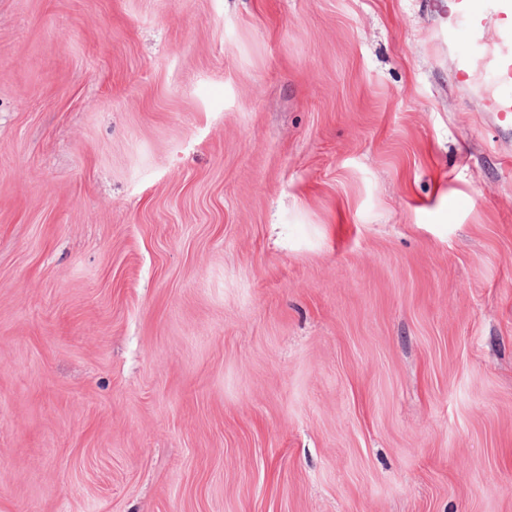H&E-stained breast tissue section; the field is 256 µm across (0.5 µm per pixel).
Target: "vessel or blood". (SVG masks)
Masks as SVG:
<instances>
[{
	"label": "vessel or blood",
	"mask_w": 512,
	"mask_h": 512,
	"mask_svg": "<svg viewBox=\"0 0 512 512\" xmlns=\"http://www.w3.org/2000/svg\"><path fill=\"white\" fill-rule=\"evenodd\" d=\"M446 26L438 33L441 47H454L468 37L473 49L486 53L497 92L485 102L487 117L499 131V140L512 142V0H452ZM500 23L493 44L484 33L489 20Z\"/></svg>",
	"instance_id": "1"
}]
</instances>
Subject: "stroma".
Instances as JSON below:
<instances>
[{"mask_svg":"<svg viewBox=\"0 0 512 512\" xmlns=\"http://www.w3.org/2000/svg\"><path fill=\"white\" fill-rule=\"evenodd\" d=\"M445 0H0V512H512V149Z\"/></svg>","mask_w":512,"mask_h":512,"instance_id":"1","label":"stroma"}]
</instances>
